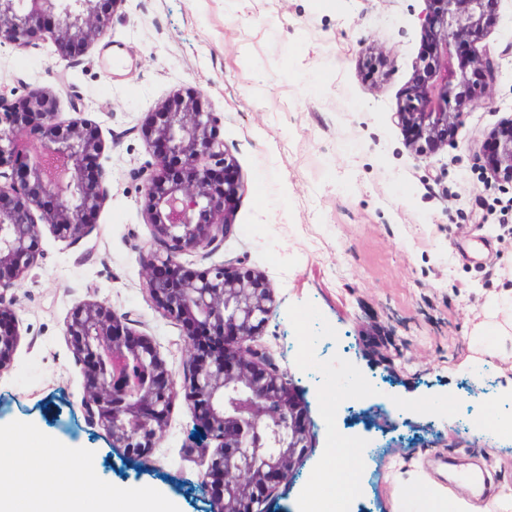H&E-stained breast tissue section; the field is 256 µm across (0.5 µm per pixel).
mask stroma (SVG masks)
I'll list each match as a JSON object with an SVG mask.
<instances>
[{
    "mask_svg": "<svg viewBox=\"0 0 512 512\" xmlns=\"http://www.w3.org/2000/svg\"><path fill=\"white\" fill-rule=\"evenodd\" d=\"M427 0H124L109 33L60 60L51 40L0 45V94L38 89L61 118L100 125L109 198L98 223L69 242L41 229L42 258L8 291L20 321L13 369L0 375V430L31 454L67 448L93 465L99 488L138 485L178 512H210L207 465L184 446L183 400L150 456L135 458L88 425L82 376L65 336L74 302L132 313L181 373L180 326L151 306L139 259L150 228L136 172L152 155L139 133L175 91L200 90L223 119L224 146L244 184L221 259L262 273L275 297L256 346L306 402L309 455L281 483L269 512H296L312 483L347 498L336 470L357 476L366 512H393L402 480L420 476L481 505L435 455L481 465L491 493L512 491V437L492 428L512 404V356L491 358L471 329L490 296L512 284V186L477 158L512 117V0L477 49L494 65L493 103H471L453 145L415 155L395 112L421 51ZM381 52L384 74L361 63ZM371 392L340 412L337 377ZM362 432L363 455L340 460L336 433Z\"/></svg>",
    "mask_w": 512,
    "mask_h": 512,
    "instance_id": "stroma-1",
    "label": "stroma"
}]
</instances>
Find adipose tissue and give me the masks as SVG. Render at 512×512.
<instances>
[{"instance_id":"obj_1","label":"adipose tissue","mask_w":512,"mask_h":512,"mask_svg":"<svg viewBox=\"0 0 512 512\" xmlns=\"http://www.w3.org/2000/svg\"><path fill=\"white\" fill-rule=\"evenodd\" d=\"M59 461L56 455L40 460L34 481L21 480L17 468L0 467V512H85L82 485L92 476L91 465L75 463L65 470ZM417 489V495L398 497L395 512H411L409 505L415 499L422 503L421 512H512V494L496 496L478 509L436 483H421ZM96 512H174V506L142 487L127 488L119 496L103 487L97 494Z\"/></svg>"}]
</instances>
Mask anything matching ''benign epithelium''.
I'll return each mask as SVG.
<instances>
[{"instance_id": "1", "label": "benign epithelium", "mask_w": 512, "mask_h": 512, "mask_svg": "<svg viewBox=\"0 0 512 512\" xmlns=\"http://www.w3.org/2000/svg\"><path fill=\"white\" fill-rule=\"evenodd\" d=\"M123 0H0V44L27 48L50 37L70 60L112 26ZM421 16L422 48L395 112L418 156L451 146L466 105L491 100L490 61L473 46L495 26L490 0H431ZM221 119L202 93H174L141 124L153 161L138 171L142 213L156 250L141 261L149 301L178 324L188 341L176 376L154 341L96 300L73 305L65 336L83 376L88 424L112 445L140 457L163 437L172 405L183 397L193 430L187 447L209 456L202 483L211 512H268V499L311 448L307 407L287 374L255 345L274 304L266 278L242 263L186 266L224 246L235 202L244 190L217 129ZM99 126L58 118L54 98L31 91L0 104V375L12 369L20 333L4 291L16 287L41 257L39 223L62 241L97 224L108 191ZM480 165L512 184V118L484 142ZM206 332L221 343L199 357ZM216 443L209 451L210 443Z\"/></svg>"}]
</instances>
